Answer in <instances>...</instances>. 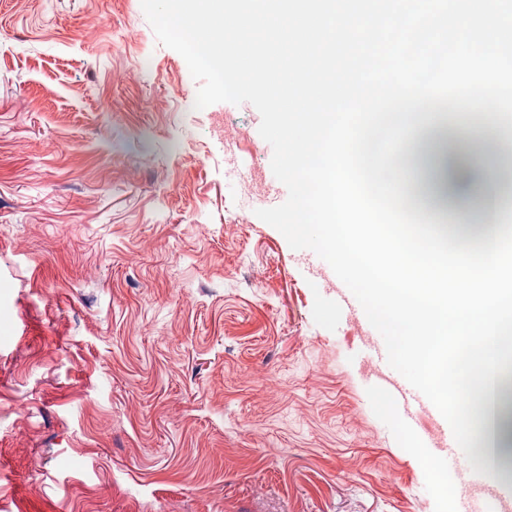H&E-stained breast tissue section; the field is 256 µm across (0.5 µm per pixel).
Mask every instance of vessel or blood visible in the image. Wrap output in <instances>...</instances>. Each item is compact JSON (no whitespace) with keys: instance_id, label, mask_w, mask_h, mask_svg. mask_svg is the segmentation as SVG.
Listing matches in <instances>:
<instances>
[{"instance_id":"1","label":"vessel or blood","mask_w":512,"mask_h":512,"mask_svg":"<svg viewBox=\"0 0 512 512\" xmlns=\"http://www.w3.org/2000/svg\"><path fill=\"white\" fill-rule=\"evenodd\" d=\"M366 357L373 368L375 383L381 385L396 408L413 420L431 414V402L388 364L383 340L371 339L367 344ZM436 431L442 442L433 449V460L437 470L453 474L448 489L458 501V512H476L474 504L478 501H501L499 482L494 472L489 470L481 475L469 470L452 431L442 425L437 426Z\"/></svg>"}]
</instances>
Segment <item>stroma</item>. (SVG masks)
Listing matches in <instances>:
<instances>
[{"label": "stroma", "mask_w": 512, "mask_h": 512, "mask_svg": "<svg viewBox=\"0 0 512 512\" xmlns=\"http://www.w3.org/2000/svg\"><path fill=\"white\" fill-rule=\"evenodd\" d=\"M199 87L140 0H0V512H455Z\"/></svg>", "instance_id": "35a3bbf8"}]
</instances>
